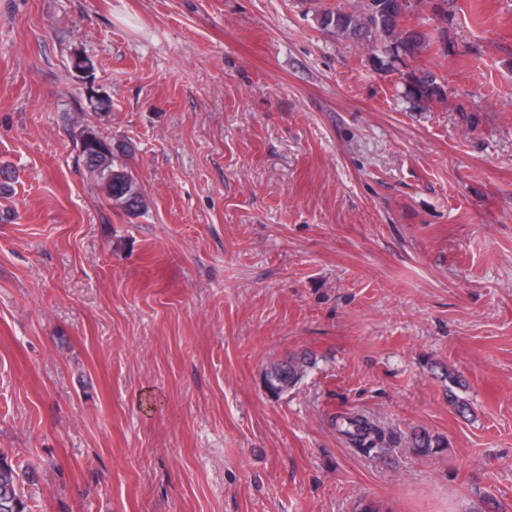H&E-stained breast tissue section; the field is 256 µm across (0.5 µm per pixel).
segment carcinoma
I'll use <instances>...</instances> for the list:
<instances>
[{
  "label": "carcinoma",
  "instance_id": "obj_1",
  "mask_svg": "<svg viewBox=\"0 0 512 512\" xmlns=\"http://www.w3.org/2000/svg\"><path fill=\"white\" fill-rule=\"evenodd\" d=\"M421 0H366L353 10L329 8L317 15L321 29L339 34L356 42L377 40L381 43V55L374 56V65L385 70L405 58H414L432 44L431 36L410 24L412 9ZM403 97L414 105L427 104L444 97V84L429 70L403 75ZM108 143L105 151L99 144H81L79 152L86 168L105 192L107 199L116 195L133 200L132 212L145 209L146 201L135 176L122 164L119 157L126 147L114 145L112 140L101 137ZM311 365V358L304 354L276 363L266 372L270 390L281 392L296 385ZM338 431L349 441L367 448H376L382 435L377 426L364 415L346 416L337 424ZM412 448L428 453L440 447V442L428 433L415 432ZM25 470L13 465L8 454L0 450V512H30L28 497L24 492Z\"/></svg>",
  "mask_w": 512,
  "mask_h": 512
}]
</instances>
